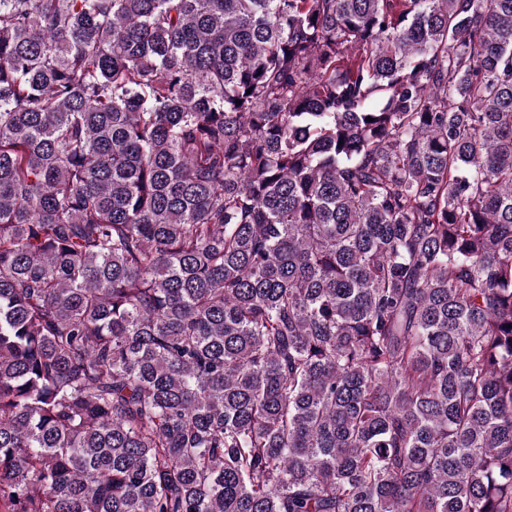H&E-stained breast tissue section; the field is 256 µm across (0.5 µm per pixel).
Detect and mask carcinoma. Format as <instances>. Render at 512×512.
Listing matches in <instances>:
<instances>
[{"label":"carcinoma","mask_w":512,"mask_h":512,"mask_svg":"<svg viewBox=\"0 0 512 512\" xmlns=\"http://www.w3.org/2000/svg\"><path fill=\"white\" fill-rule=\"evenodd\" d=\"M0 512H512V0H0Z\"/></svg>","instance_id":"carcinoma-1"}]
</instances>
